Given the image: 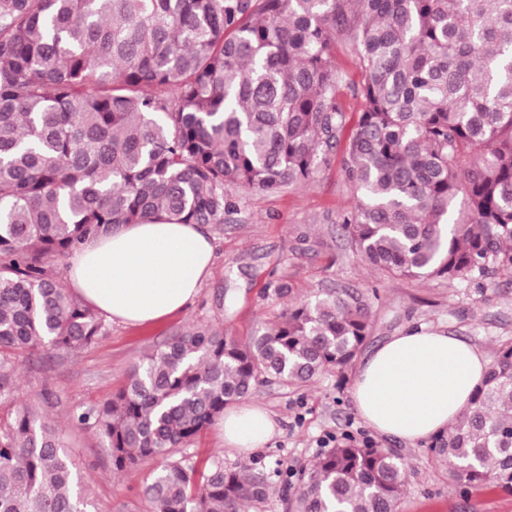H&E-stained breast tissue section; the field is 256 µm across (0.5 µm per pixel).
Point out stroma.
Returning a JSON list of instances; mask_svg holds the SVG:
<instances>
[{
  "mask_svg": "<svg viewBox=\"0 0 512 512\" xmlns=\"http://www.w3.org/2000/svg\"><path fill=\"white\" fill-rule=\"evenodd\" d=\"M232 200L235 209L223 223L206 227L215 247L214 265L186 309L144 326L107 321L105 336L91 346L27 362L19 373L21 397L51 391L47 410L85 478L91 512H150L142 496L148 470L138 467L113 478L102 439L94 431L73 428L72 413L110 398L136 362L191 326L222 327L246 339L277 320L289 302L326 287L365 293L378 288V298L370 302L369 334L344 379L328 374L303 386L254 389L251 401L264 404L279 426L257 458L298 470L323 452L328 437L347 433L395 449L410 463L412 476L398 512H512L510 494L494 488L462 492L448 472L435 466L425 443L412 446L376 435L352 398L356 363L409 327L446 331L494 358L501 344L512 342V281L389 279L359 264L333 222L351 203L337 152L303 186L278 193L241 189ZM272 282L288 283L289 297L265 296Z\"/></svg>",
  "mask_w": 512,
  "mask_h": 512,
  "instance_id": "obj_1",
  "label": "stroma"
}]
</instances>
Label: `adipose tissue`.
I'll return each mask as SVG.
<instances>
[{
    "label": "adipose tissue",
    "instance_id": "obj_1",
    "mask_svg": "<svg viewBox=\"0 0 512 512\" xmlns=\"http://www.w3.org/2000/svg\"><path fill=\"white\" fill-rule=\"evenodd\" d=\"M214 263V246L197 224H126L77 250L68 279L94 310L130 325L184 310ZM486 355L448 333L408 329L380 346L353 383L359 416L378 435L417 444L452 426L483 380ZM224 446L237 453L264 447L277 431L262 405L225 410Z\"/></svg>",
    "mask_w": 512,
    "mask_h": 512
}]
</instances>
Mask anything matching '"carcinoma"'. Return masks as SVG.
<instances>
[{"instance_id":"1","label":"carcinoma","mask_w":512,"mask_h":512,"mask_svg":"<svg viewBox=\"0 0 512 512\" xmlns=\"http://www.w3.org/2000/svg\"><path fill=\"white\" fill-rule=\"evenodd\" d=\"M345 89L362 112L336 223L356 258L394 279L512 278V0H0V512H90L40 414L50 392L18 396L30 357L106 335L53 264L122 224H222L238 188L308 183L339 144ZM369 325L361 293L325 288L246 342L191 327L71 420L115 478L159 463L152 512H261L265 466L178 449L259 383L343 374ZM427 451L464 489L512 494V343ZM282 474L287 512H398L409 467L345 434Z\"/></svg>"}]
</instances>
